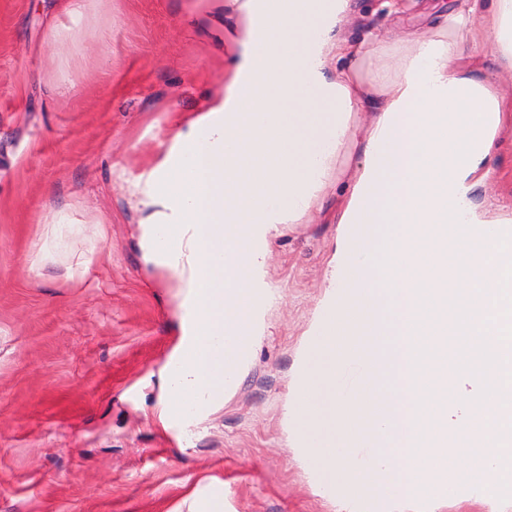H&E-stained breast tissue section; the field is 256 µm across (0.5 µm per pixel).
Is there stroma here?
Returning a JSON list of instances; mask_svg holds the SVG:
<instances>
[{
  "label": "stroma",
  "instance_id": "obj_1",
  "mask_svg": "<svg viewBox=\"0 0 512 512\" xmlns=\"http://www.w3.org/2000/svg\"><path fill=\"white\" fill-rule=\"evenodd\" d=\"M354 27L423 25L432 0ZM0 0V512H336L301 466L284 416L336 255L328 190L272 243L282 298L233 394L189 431L164 428L159 377L180 337L177 297L146 263L128 182L179 124L222 102L224 0ZM477 195L512 213V148ZM80 279L69 276L83 258Z\"/></svg>",
  "mask_w": 512,
  "mask_h": 512
}]
</instances>
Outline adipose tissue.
<instances>
[{"instance_id":"ef3b65f1","label":"adipose tissue","mask_w":512,"mask_h":512,"mask_svg":"<svg viewBox=\"0 0 512 512\" xmlns=\"http://www.w3.org/2000/svg\"><path fill=\"white\" fill-rule=\"evenodd\" d=\"M225 4L239 22L223 104L129 184L145 257L178 288L181 371L162 378V421L204 416L233 391L276 301L272 241L334 173L346 184L319 328L330 360L299 391L332 397L360 369L326 432L356 450L345 486L368 473L395 504L431 512L464 489L511 490L512 446L497 439L512 432V237H491L472 191L512 132V98L483 75L489 56L512 70V0H457L391 36L350 33L353 0L262 19L256 0ZM248 78L263 85L252 100L239 92ZM343 328L352 345L337 344ZM230 330L242 340L232 372L217 359ZM371 433L386 447H366Z\"/></svg>"}]
</instances>
